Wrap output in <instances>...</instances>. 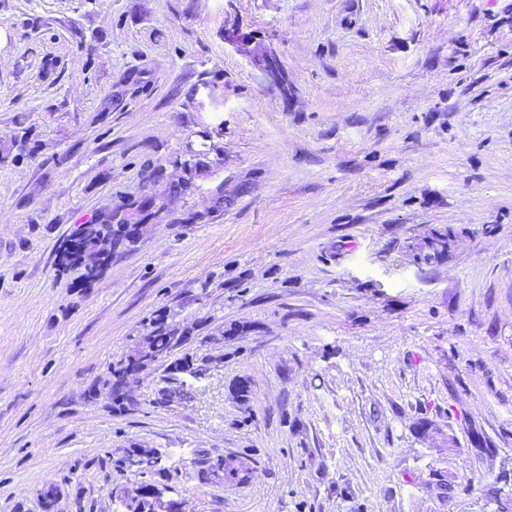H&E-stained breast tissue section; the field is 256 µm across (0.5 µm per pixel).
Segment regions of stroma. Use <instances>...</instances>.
<instances>
[{
	"mask_svg": "<svg viewBox=\"0 0 512 512\" xmlns=\"http://www.w3.org/2000/svg\"><path fill=\"white\" fill-rule=\"evenodd\" d=\"M482 475L512 498V0H0V512H512ZM125 224H112L108 221L104 224H94L86 235V242L97 247L100 261H105L111 253H117L120 249H127L134 243L124 230ZM448 241V230L444 232H439L428 244H424L419 248V251H416L415 262L417 264H425L429 265L434 260H436L444 250ZM140 341L145 349L152 350L159 355L156 360L158 361L167 357L181 343V338L175 336L174 331L165 324L155 321L150 329L140 336ZM132 358V357H131ZM131 358L120 361L112 367L111 371V388L114 400L123 404L124 389L135 371L136 364L131 361Z\"/></svg>",
	"mask_w": 512,
	"mask_h": 512,
	"instance_id": "1",
	"label": "stroma"
}]
</instances>
